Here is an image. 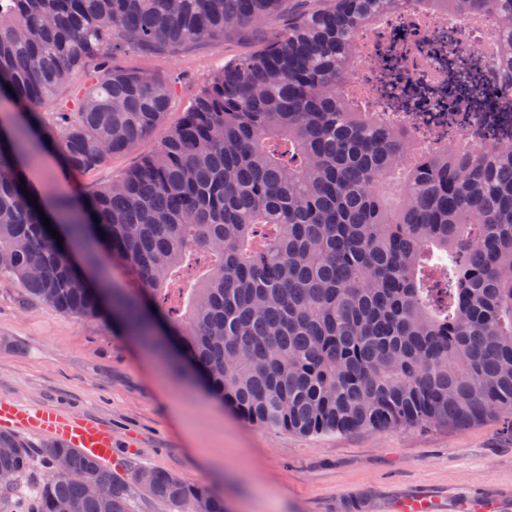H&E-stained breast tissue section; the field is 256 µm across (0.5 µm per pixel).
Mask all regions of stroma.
I'll use <instances>...</instances> for the list:
<instances>
[{
    "instance_id": "35a3bbf8",
    "label": "stroma",
    "mask_w": 512,
    "mask_h": 512,
    "mask_svg": "<svg viewBox=\"0 0 512 512\" xmlns=\"http://www.w3.org/2000/svg\"><path fill=\"white\" fill-rule=\"evenodd\" d=\"M271 17L261 33L241 32L174 49L117 41L115 66L174 88L163 123L142 146L83 174L40 151L25 169L44 198L82 200L133 168L182 119L203 83L225 63L257 52L286 29ZM0 399L53 405L112 430L133 465L163 470L223 496L226 512H395L410 495L433 497L438 512H461L483 494L512 512V435L502 424L427 430L390 428L306 435L246 422L211 394L196 372L176 375L111 318L50 311L0 276ZM33 462L8 495L12 512H32L48 473L47 439L23 435Z\"/></svg>"
}]
</instances>
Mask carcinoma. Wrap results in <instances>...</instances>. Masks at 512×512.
I'll list each match as a JSON object with an SVG mask.
<instances>
[{"label": "carcinoma", "mask_w": 512, "mask_h": 512, "mask_svg": "<svg viewBox=\"0 0 512 512\" xmlns=\"http://www.w3.org/2000/svg\"><path fill=\"white\" fill-rule=\"evenodd\" d=\"M291 0H0V102L38 108L0 140V274L49 310L112 316L143 344L177 346L224 403L261 426L301 434L464 427L512 432V122L490 121L475 146L440 152L380 123L346 96L358 72L394 109L398 66L367 62L354 41L410 3L493 20L512 59V0H328L263 50L224 64L182 121L140 163L84 201L48 207L21 192L44 148L86 173L138 147L172 88L110 64L117 38L143 48L264 27ZM90 58L89 85L56 98ZM413 91L463 97L448 82ZM64 225L51 236L41 215ZM98 221L111 257L143 287L93 291L70 250ZM35 512H130L136 489L178 512H224V497L178 476L104 471L51 445ZM70 473L59 472L61 459ZM0 433V472L30 469Z\"/></svg>", "instance_id": "cac0c4a2"}]
</instances>
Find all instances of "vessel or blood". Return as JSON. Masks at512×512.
<instances>
[{
	"label": "vessel or blood",
	"instance_id": "b4317fda",
	"mask_svg": "<svg viewBox=\"0 0 512 512\" xmlns=\"http://www.w3.org/2000/svg\"><path fill=\"white\" fill-rule=\"evenodd\" d=\"M0 429L48 437L81 450L106 468L117 460L108 427L57 407L26 408L0 400Z\"/></svg>",
	"mask_w": 512,
	"mask_h": 512
}]
</instances>
